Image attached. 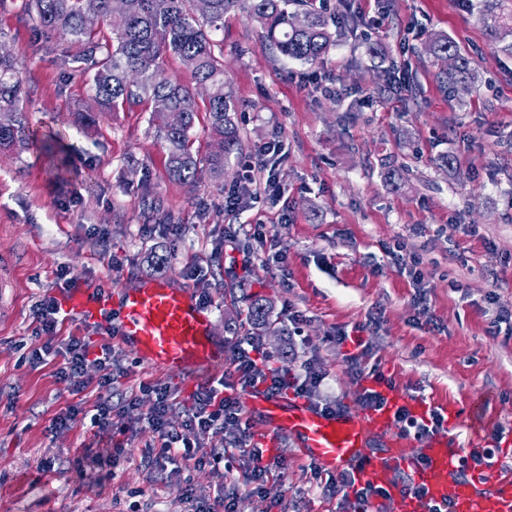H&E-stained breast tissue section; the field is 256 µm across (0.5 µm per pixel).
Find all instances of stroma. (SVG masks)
<instances>
[{
    "label": "stroma",
    "mask_w": 512,
    "mask_h": 512,
    "mask_svg": "<svg viewBox=\"0 0 512 512\" xmlns=\"http://www.w3.org/2000/svg\"><path fill=\"white\" fill-rule=\"evenodd\" d=\"M25 0H0V40L24 80L31 126L63 134L74 165L54 179L46 158L0 153V255L13 261L15 285L0 297V512H122L120 498L142 491L150 512H182L187 490L202 498L233 495L235 512H345L346 488L329 494L336 477L310 469L295 440L274 482L281 501L247 488L240 470L216 488L208 470L186 475L179 465L157 473L143 464L149 434L136 432L152 404L143 381L170 383L180 397L195 387L176 372L142 363L120 338L66 320L63 334L86 339L91 351L111 344L128 375L112 391V430L98 438L81 425L53 429L68 405L91 402L58 373L59 357L30 366L38 350L35 303L50 293L60 267L85 288L162 279L212 298V332L245 346L254 297L267 299L271 325L264 348L292 369L314 361L325 374L324 397L358 412L361 387L331 343L337 329L363 327L372 359L407 401L454 406L465 419L451 430L463 448L512 451V321L491 328L496 309L512 311V50L490 43L491 26L512 24V0L487 11L482 0H352L357 27L338 31L316 68L281 58L245 13L224 19V81L237 103L243 147L223 183L189 187L169 178L163 140L148 109L99 115L84 131L71 114L86 100L85 76L64 75L66 40L36 46ZM454 40L475 71L470 91L445 85L424 51L434 35ZM379 44L383 58L369 54ZM407 70L417 89L390 86ZM285 146L275 166L277 193L239 213L224 210V191L239 184L255 148ZM450 153L455 168L440 166ZM405 166L393 185L388 166ZM174 224L175 236H158ZM230 224H264L270 245L251 242L254 260L242 270L224 245ZM418 254L422 284L387 256L397 243ZM282 264L267 262V252ZM125 257L108 268L110 254ZM305 318L292 336L288 310ZM482 400V427L466 416ZM120 443L103 485L82 480L85 446ZM51 458L55 467L42 473Z\"/></svg>",
    "instance_id": "obj_1"
}]
</instances>
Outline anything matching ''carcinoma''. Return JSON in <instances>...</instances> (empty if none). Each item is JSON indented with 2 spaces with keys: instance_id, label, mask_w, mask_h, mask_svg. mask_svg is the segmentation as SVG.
<instances>
[{
  "instance_id": "carcinoma-1",
  "label": "carcinoma",
  "mask_w": 512,
  "mask_h": 512,
  "mask_svg": "<svg viewBox=\"0 0 512 512\" xmlns=\"http://www.w3.org/2000/svg\"><path fill=\"white\" fill-rule=\"evenodd\" d=\"M36 26L60 33L77 47L61 51L67 71L89 75V102L75 112V122L96 126L97 117L120 108L148 105L151 125L165 143L167 172L193 185L208 175L224 178V165L242 146L237 111L224 86V15L240 10L260 27L263 38L280 55L316 67L336 46L333 19L312 0H209L208 11H197L196 0H128L125 12H115L112 0H29ZM294 5L297 10L288 11ZM100 24L89 27L90 15ZM428 53L446 64L442 71L451 85L474 79L471 60L446 36L433 38ZM195 61L186 83L171 75L168 60ZM207 88L199 106L193 87ZM23 81L12 56L0 54V152L20 154L36 148L64 179L71 167L63 137L42 134L23 119ZM205 109L208 140L205 150H192L190 131ZM269 309L251 303L248 322L256 329L268 324Z\"/></svg>"
}]
</instances>
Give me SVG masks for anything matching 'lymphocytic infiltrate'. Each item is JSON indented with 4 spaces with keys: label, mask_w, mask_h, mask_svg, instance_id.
I'll return each mask as SVG.
<instances>
[{
    "label": "lymphocytic infiltrate",
    "mask_w": 512,
    "mask_h": 512,
    "mask_svg": "<svg viewBox=\"0 0 512 512\" xmlns=\"http://www.w3.org/2000/svg\"><path fill=\"white\" fill-rule=\"evenodd\" d=\"M282 145L271 141L257 147L258 164L247 166L241 186L230 189L224 194V209L236 212L258 201L268 190L264 175L268 169V158L280 154ZM61 310L55 297L44 296L34 308V319L38 331L46 338L47 350L53 351L62 359L59 373L68 378L74 392L80 393L88 383L84 373L89 362L99 365L102 375L97 382V401L92 410L73 404L51 419L55 428L68 427L78 422L90 421L98 434L111 431L112 389L120 375L112 368V348L103 346L99 355L90 356L86 344L76 336H60ZM324 374L312 365H304L301 371H292L289 367H277L273 358L263 348L257 337H250L249 346L234 350L228 367L224 371L223 391L208 387L197 388L188 401L183 402V421L180 427H173L169 421L174 404V393L165 384H145L144 389L153 393V403L143 419L142 431L151 437L152 453L143 463L145 467L156 471L166 470L168 463L183 461L187 471L209 469L216 479H223L226 464L243 457L245 461L244 478L247 484L256 485L265 490L273 472L283 467L285 455L265 457L262 449L248 447L251 437L250 424L245 420L244 408L240 397L243 393L262 388L270 393H292L295 397L310 402H321L324 411L336 412L332 401H321L320 387ZM200 430L217 436L229 435L230 442L225 448H197L187 439L190 430Z\"/></svg>",
    "instance_id": "lymphocytic-infiltrate-1"
}]
</instances>
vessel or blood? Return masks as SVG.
I'll use <instances>...</instances> for the list:
<instances>
[{"label":"vessel or blood","mask_w":512,"mask_h":512,"mask_svg":"<svg viewBox=\"0 0 512 512\" xmlns=\"http://www.w3.org/2000/svg\"><path fill=\"white\" fill-rule=\"evenodd\" d=\"M64 305L86 323L101 319L105 310L117 309L118 336L148 365L199 380L224 366V345L211 334V311L192 288L145 279L124 289L117 306L111 292L87 288L66 294ZM383 395L386 406L364 417L348 412L330 415L293 395L260 390L247 393L244 406L265 416L268 454H275L279 438L292 437L308 459L387 490L396 512H427L431 503L449 504L451 512H512V468L462 477L465 450L445 433L430 437L419 455L410 454L409 439L388 432L399 405L397 394L387 389ZM372 433L387 435V452L367 450ZM402 471L425 489V498L402 492L396 479Z\"/></svg>","instance_id":"b4317fda"}]
</instances>
